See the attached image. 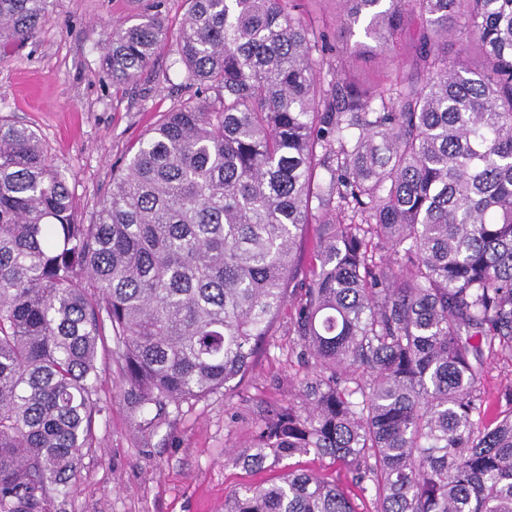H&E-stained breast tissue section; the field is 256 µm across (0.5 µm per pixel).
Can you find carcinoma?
I'll list each match as a JSON object with an SVG mask.
<instances>
[{
    "instance_id": "carcinoma-1",
    "label": "carcinoma",
    "mask_w": 512,
    "mask_h": 512,
    "mask_svg": "<svg viewBox=\"0 0 512 512\" xmlns=\"http://www.w3.org/2000/svg\"><path fill=\"white\" fill-rule=\"evenodd\" d=\"M173 65L208 99L139 139L90 223L29 126L0 116V512L74 486L113 343L134 409L233 392L298 294L301 404L272 407L225 464L330 459L374 512H512V386L485 419L487 361L512 357V0H340L350 55L405 34L424 76L315 69L326 30L303 0H187ZM47 21L0 0V38ZM158 12L104 29L134 79ZM454 46L448 54V46ZM224 512H358L290 469Z\"/></svg>"
}]
</instances>
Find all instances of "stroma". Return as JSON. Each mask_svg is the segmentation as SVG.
I'll list each match as a JSON object with an SVG mask.
<instances>
[{
  "label": "stroma",
  "instance_id": "35a3bbf8",
  "mask_svg": "<svg viewBox=\"0 0 512 512\" xmlns=\"http://www.w3.org/2000/svg\"><path fill=\"white\" fill-rule=\"evenodd\" d=\"M185 0H47L48 20L24 40L0 44V115L33 127L56 163L84 217L112 190V170L160 118L190 98L172 68L174 36ZM159 11L169 35L136 80L115 83L103 71V26ZM414 47L396 57L365 56L349 68L363 82L408 70ZM286 302L274 334L233 393L164 409L136 411L123 374L99 351L102 381L93 444L73 492L52 497L49 512H224L227 492L256 482L257 474L224 463L225 449L243 444L271 405L295 401L304 368L292 353Z\"/></svg>",
  "mask_w": 512,
  "mask_h": 512
}]
</instances>
